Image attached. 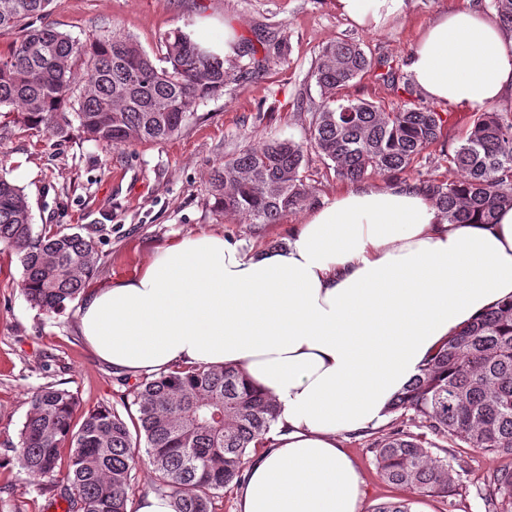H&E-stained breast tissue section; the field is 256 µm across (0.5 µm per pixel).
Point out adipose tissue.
Returning a JSON list of instances; mask_svg holds the SVG:
<instances>
[{
    "label": "adipose tissue",
    "instance_id": "adipose-tissue-1",
    "mask_svg": "<svg viewBox=\"0 0 512 512\" xmlns=\"http://www.w3.org/2000/svg\"><path fill=\"white\" fill-rule=\"evenodd\" d=\"M368 31L405 0H335ZM416 88L481 110L512 93V33L474 8L430 21L407 57ZM512 297V208L451 224L423 192L366 184L309 210L278 249L220 234L158 248L133 277L87 292L81 332L115 371L230 366L280 407L237 512H359L340 445L377 427L449 337Z\"/></svg>",
    "mask_w": 512,
    "mask_h": 512
}]
</instances>
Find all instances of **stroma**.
I'll use <instances>...</instances> for the list:
<instances>
[{
    "instance_id": "35a3bbf8",
    "label": "stroma",
    "mask_w": 512,
    "mask_h": 512,
    "mask_svg": "<svg viewBox=\"0 0 512 512\" xmlns=\"http://www.w3.org/2000/svg\"><path fill=\"white\" fill-rule=\"evenodd\" d=\"M468 6L494 13L491 0H407L401 16L368 32L336 13L333 0H53L48 22L73 38L129 34L158 64L169 32L193 33L205 21L211 22L210 34L217 38L232 27L243 49L223 93L201 103L187 127L169 140L106 148L86 140L79 130L60 139L18 122L11 113L0 120L9 127L7 138L0 140V162L23 188L35 229L79 232L97 241L102 260L88 282L92 288L130 278L157 248L187 235L220 233L277 248L287 242L291 226L301 223L306 209L286 213L275 224H250L221 213L211 194L212 168L266 141L308 143L313 110L321 101L313 68L326 44L348 41L361 45L373 67L345 87L346 95L389 111L424 106L445 119L438 144L400 176V184L453 179L442 153L457 146L475 113L410 88L405 65L428 22L443 11ZM390 69L395 80L387 84L380 75ZM303 174L317 203L347 185L331 162L313 151L305 158ZM21 280L17 258L1 253L0 512H65V502L53 495L64 471L38 479L14 459L32 394L60 383L77 392V426L85 412L99 406L116 408L131 419L137 415L132 400L140 378L116 373L88 346L80 331L82 300L70 303L63 313L43 315L25 300ZM401 424L399 414L389 413L378 427L341 439L365 482L361 512L406 495L379 478L372 452L375 442ZM455 455L462 466L461 486L444 499L416 497V512H486L479 494L485 476L512 467V457L476 449L459 448Z\"/></svg>"
}]
</instances>
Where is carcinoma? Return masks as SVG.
Listing matches in <instances>:
<instances>
[{
    "instance_id": "cac0c4a2",
    "label": "carcinoma",
    "mask_w": 512,
    "mask_h": 512,
    "mask_svg": "<svg viewBox=\"0 0 512 512\" xmlns=\"http://www.w3.org/2000/svg\"><path fill=\"white\" fill-rule=\"evenodd\" d=\"M52 0H0V33L15 41L0 54V109L65 138L72 127L105 147L162 142L179 134L204 100L224 91V59L190 35L165 40L168 66L158 68L132 37L80 42L44 22ZM496 21L512 31V0H492ZM371 65L357 43L326 45L312 77L322 100L310 147L336 175L356 182L409 170L436 144L442 114L428 108L387 112L337 91ZM307 148L292 140L248 146L211 174L215 205L252 224H276L305 205L301 174ZM446 161L460 175L422 182L450 224H490L512 207V114L481 112ZM0 244L22 267V292L46 314L63 312L84 291L100 260L96 241L80 232L34 231L24 190L0 169ZM137 425L117 410L88 411L73 429L78 396L49 385L32 397L14 449L30 475L51 477L68 446L66 482L57 495L67 512H129L140 466L174 512H215V498L245 480L253 450L276 424L278 404L229 367L185 366L146 378L135 392ZM420 432L398 429L375 444L380 478L417 496L448 497L456 456L473 448L512 456V300L489 309L439 348L421 373L391 400ZM145 448V456L136 448ZM488 512H512V468L484 479ZM414 499L384 502L374 512H412Z\"/></svg>"
}]
</instances>
